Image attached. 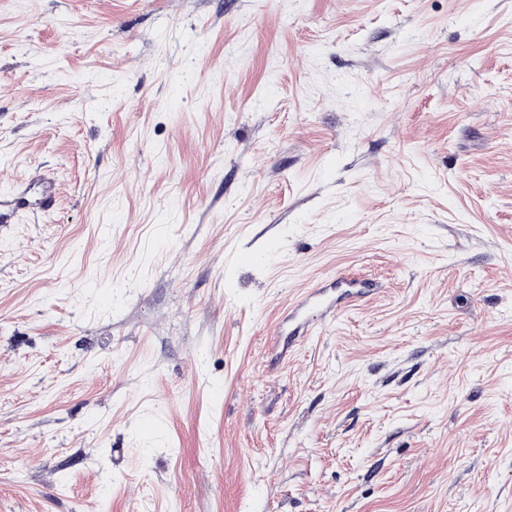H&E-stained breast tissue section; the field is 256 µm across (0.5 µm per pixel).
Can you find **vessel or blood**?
Masks as SVG:
<instances>
[{"label":"vessel or blood","mask_w":512,"mask_h":512,"mask_svg":"<svg viewBox=\"0 0 512 512\" xmlns=\"http://www.w3.org/2000/svg\"><path fill=\"white\" fill-rule=\"evenodd\" d=\"M36 186V198H29L23 192L10 203H0V224L14 223L16 215L24 211L53 208L58 192L54 181L42 176L38 178ZM367 289L365 281L343 276L305 289L288 308V318L294 324L292 336H308L318 332L331 314L363 297Z\"/></svg>","instance_id":"vessel-or-blood-1"}]
</instances>
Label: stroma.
<instances>
[{
    "instance_id": "1",
    "label": "stroma",
    "mask_w": 512,
    "mask_h": 512,
    "mask_svg": "<svg viewBox=\"0 0 512 512\" xmlns=\"http://www.w3.org/2000/svg\"><path fill=\"white\" fill-rule=\"evenodd\" d=\"M44 173L0 512H512V0H0V198ZM336 288L346 289L336 296ZM367 289L365 281L344 276L306 288L288 308V320L295 325L288 335L294 340L318 332L331 314L363 297Z\"/></svg>"
}]
</instances>
